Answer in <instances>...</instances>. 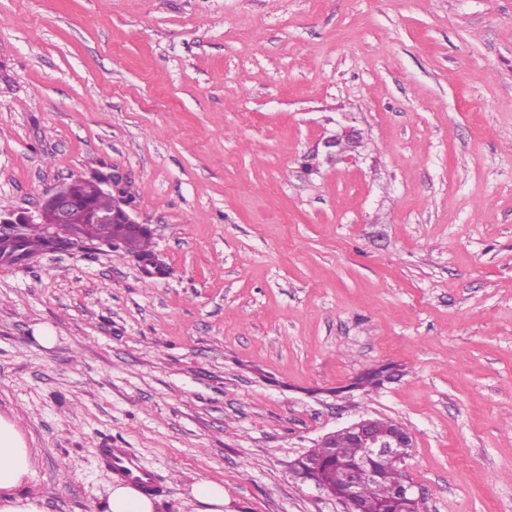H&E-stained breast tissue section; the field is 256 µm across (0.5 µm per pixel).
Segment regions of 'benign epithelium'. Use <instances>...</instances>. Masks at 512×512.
<instances>
[{"instance_id": "1", "label": "benign epithelium", "mask_w": 512, "mask_h": 512, "mask_svg": "<svg viewBox=\"0 0 512 512\" xmlns=\"http://www.w3.org/2000/svg\"><path fill=\"white\" fill-rule=\"evenodd\" d=\"M358 144L357 131L344 128L325 141V146L336 149V155L343 160L351 158ZM94 193L112 198V207L101 209L93 200L76 192L73 185L66 184L47 196L35 215L20 214L15 218H0V246L11 248L25 224H42L55 239H74L80 229L89 224H118L128 232L143 235L149 232L146 225L139 223L123 197V177L96 180ZM364 449L365 460L352 465L344 485L335 497L346 505V512H366L359 493V478L366 471V461L376 460L395 470H401L413 447L411 431L403 424L389 420L383 424L378 418H361L338 430ZM336 433V434H338ZM336 434L326 436L322 443L330 445Z\"/></svg>"}]
</instances>
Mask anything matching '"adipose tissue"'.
Wrapping results in <instances>:
<instances>
[{
    "instance_id": "ef3b65f1",
    "label": "adipose tissue",
    "mask_w": 512,
    "mask_h": 512,
    "mask_svg": "<svg viewBox=\"0 0 512 512\" xmlns=\"http://www.w3.org/2000/svg\"><path fill=\"white\" fill-rule=\"evenodd\" d=\"M34 460L17 422L0 416V512H44V497L28 488ZM161 507L159 499L123 484L112 486L102 505L104 512H160Z\"/></svg>"
}]
</instances>
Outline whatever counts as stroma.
Returning a JSON list of instances; mask_svg holds the SVG:
<instances>
[{
	"label": "stroma",
	"instance_id": "1",
	"mask_svg": "<svg viewBox=\"0 0 512 512\" xmlns=\"http://www.w3.org/2000/svg\"><path fill=\"white\" fill-rule=\"evenodd\" d=\"M115 172L162 274L0 257L45 512H99L107 446L168 512H344L296 462L362 417L425 512H512V0H0V212ZM358 144V134L355 129L343 128L341 132H337L336 135L329 137L325 141V146L328 148H336V156H339L343 160H349L351 154L347 152L355 151ZM102 461L121 482L151 493L158 489L156 478L128 448H102ZM192 512H224V487L208 479L195 482L191 488Z\"/></svg>",
	"mask_w": 512,
	"mask_h": 512
}]
</instances>
